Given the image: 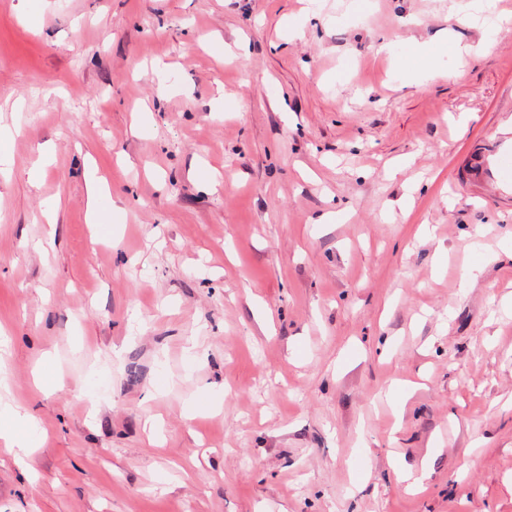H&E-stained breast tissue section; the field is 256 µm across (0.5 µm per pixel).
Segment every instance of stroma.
<instances>
[{
  "label": "stroma",
  "mask_w": 512,
  "mask_h": 512,
  "mask_svg": "<svg viewBox=\"0 0 512 512\" xmlns=\"http://www.w3.org/2000/svg\"><path fill=\"white\" fill-rule=\"evenodd\" d=\"M505 10L0 0V512H512ZM10 412V418H7L3 424H1L0 418V439L4 441L8 452L16 458L28 456L29 442L20 432L18 424H33L34 417L27 412L16 409H11Z\"/></svg>",
  "instance_id": "35a3bbf8"
}]
</instances>
